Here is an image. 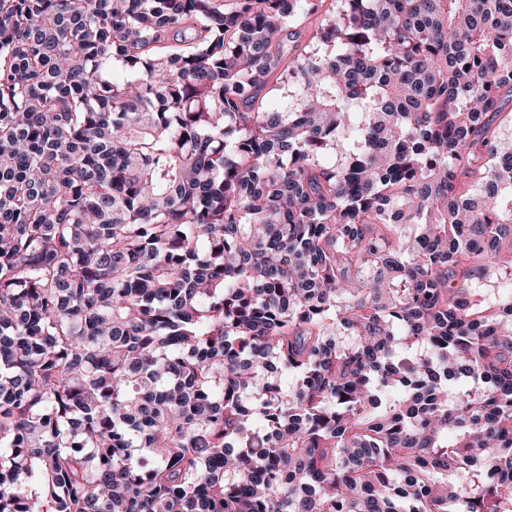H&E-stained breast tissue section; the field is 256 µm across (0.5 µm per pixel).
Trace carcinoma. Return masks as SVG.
<instances>
[{
    "label": "carcinoma",
    "instance_id": "obj_1",
    "mask_svg": "<svg viewBox=\"0 0 512 512\" xmlns=\"http://www.w3.org/2000/svg\"><path fill=\"white\" fill-rule=\"evenodd\" d=\"M323 2L0 0V512H512V0Z\"/></svg>",
    "mask_w": 512,
    "mask_h": 512
}]
</instances>
